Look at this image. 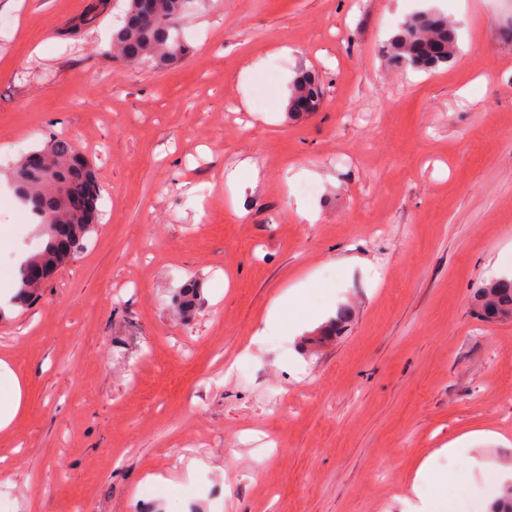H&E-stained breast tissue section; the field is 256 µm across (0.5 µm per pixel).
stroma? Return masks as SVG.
Masks as SVG:
<instances>
[{"label":"stroma","mask_w":512,"mask_h":512,"mask_svg":"<svg viewBox=\"0 0 512 512\" xmlns=\"http://www.w3.org/2000/svg\"><path fill=\"white\" fill-rule=\"evenodd\" d=\"M125 8L0 0V292L43 242L23 152L69 137L102 216L0 315L12 512H407L427 457L483 512V468L512 466V319L473 310L512 248V0H192V51L161 69L109 54ZM420 11L455 24V58L395 67ZM302 69L326 95L293 119ZM245 156L258 181L230 179ZM294 284L308 320L348 309L343 333L254 341ZM473 429L499 439L471 467L442 454ZM22 388L15 376H0V429L6 428L21 407Z\"/></svg>","instance_id":"1"}]
</instances>
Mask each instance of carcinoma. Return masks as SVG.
Segmentation results:
<instances>
[{"mask_svg": "<svg viewBox=\"0 0 512 512\" xmlns=\"http://www.w3.org/2000/svg\"><path fill=\"white\" fill-rule=\"evenodd\" d=\"M190 0H127L121 24L112 33L113 56L135 65L151 62L169 66L187 52L179 21ZM457 48L455 26L448 18L420 12L406 19L387 45L391 60L401 68L432 69L451 60ZM323 94L319 76L302 71L293 80L287 112L295 118L316 106ZM45 169H35L22 155L12 173L14 192L46 236L40 249L20 267V287L15 303L36 299L30 275L36 265L54 267L64 263L67 252H77L98 220L100 188L90 165L74 166L76 146L64 136L52 137L37 149ZM197 291L185 288L172 298L182 311L195 307ZM477 312L485 322L512 317V279L500 277L474 295Z\"/></svg>", "mask_w": 512, "mask_h": 512, "instance_id": "carcinoma-1", "label": "carcinoma"}]
</instances>
